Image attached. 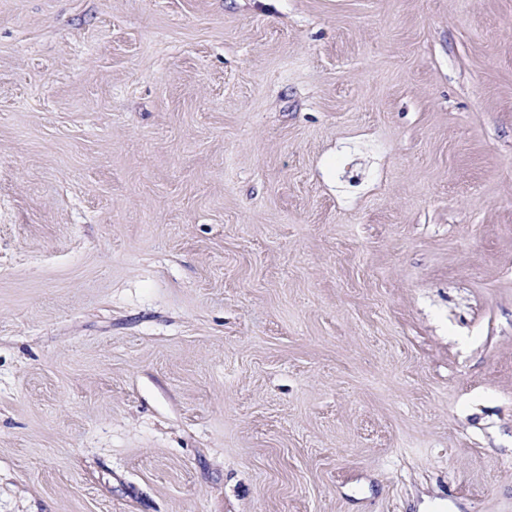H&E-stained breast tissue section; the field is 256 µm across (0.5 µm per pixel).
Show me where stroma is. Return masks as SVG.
I'll use <instances>...</instances> for the list:
<instances>
[{
	"mask_svg": "<svg viewBox=\"0 0 512 512\" xmlns=\"http://www.w3.org/2000/svg\"><path fill=\"white\" fill-rule=\"evenodd\" d=\"M0 512H512V0H0Z\"/></svg>",
	"mask_w": 512,
	"mask_h": 512,
	"instance_id": "35a3bbf8",
	"label": "stroma"
}]
</instances>
